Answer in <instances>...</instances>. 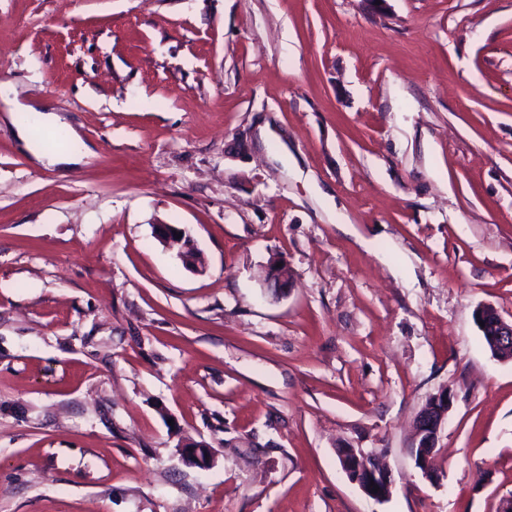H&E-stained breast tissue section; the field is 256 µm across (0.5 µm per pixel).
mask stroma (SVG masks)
I'll return each instance as SVG.
<instances>
[{
	"mask_svg": "<svg viewBox=\"0 0 512 512\" xmlns=\"http://www.w3.org/2000/svg\"><path fill=\"white\" fill-rule=\"evenodd\" d=\"M0 83L96 153L39 163L0 118V512L512 496V360L474 320L512 319V0H0ZM174 231L178 233H182V237L176 239L177 235H174ZM155 232L158 238L165 243L166 247L175 250L176 256L181 260V263L184 267H186V261L189 260L188 253L196 252L198 249L194 244V241L185 234L180 228L175 227L171 224H158L155 227ZM452 399V393L448 389L441 390L429 398V402L420 411L416 420L413 437L414 448H430L428 453H424V458H421L419 461L423 468V474L430 480L433 479V474L427 468L428 460L431 456L429 454L435 448L438 434L451 408ZM423 435H428L429 439L423 445L416 446L418 439ZM338 458L343 471L365 494L377 500L385 499L390 495L391 478L379 456L365 453L361 449L344 448L338 453ZM370 460L374 465L370 464ZM371 482L379 487L377 492H373L374 485H371Z\"/></svg>",
	"mask_w": 512,
	"mask_h": 512,
	"instance_id": "1",
	"label": "stroma"
}]
</instances>
